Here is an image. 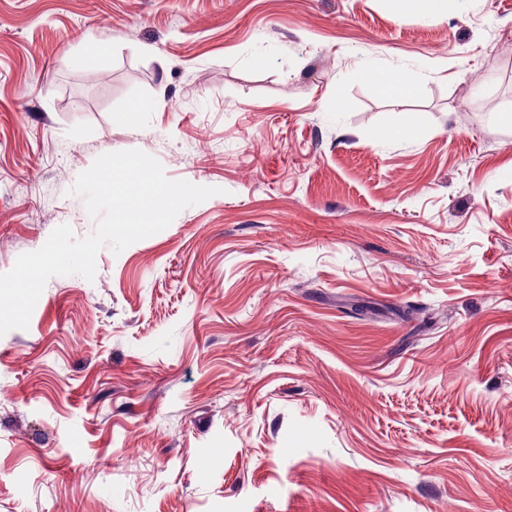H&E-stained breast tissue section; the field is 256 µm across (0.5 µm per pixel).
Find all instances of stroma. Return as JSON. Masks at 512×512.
<instances>
[{
    "label": "stroma",
    "mask_w": 512,
    "mask_h": 512,
    "mask_svg": "<svg viewBox=\"0 0 512 512\" xmlns=\"http://www.w3.org/2000/svg\"><path fill=\"white\" fill-rule=\"evenodd\" d=\"M489 99L512 111V0H0V273L94 231L72 187L101 154L218 190L0 336V512H512ZM398 11L426 18H441L448 12L447 0H396ZM365 76L382 95L389 98H405L414 90V84L410 78L389 71H367Z\"/></svg>",
    "instance_id": "stroma-1"
}]
</instances>
